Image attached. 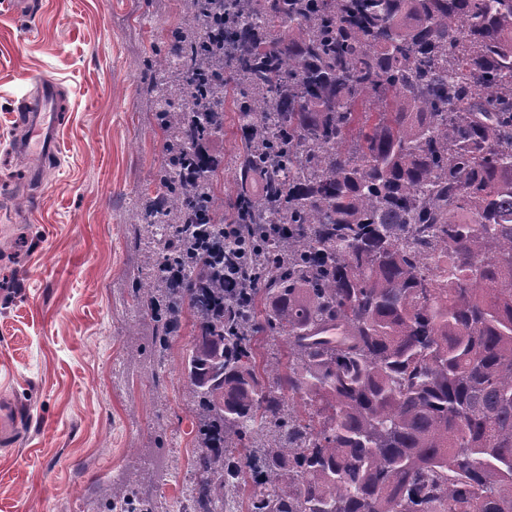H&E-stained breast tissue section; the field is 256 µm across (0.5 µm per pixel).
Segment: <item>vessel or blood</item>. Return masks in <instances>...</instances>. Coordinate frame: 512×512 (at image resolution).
Listing matches in <instances>:
<instances>
[{"label": "vessel or blood", "instance_id": "b4317fda", "mask_svg": "<svg viewBox=\"0 0 512 512\" xmlns=\"http://www.w3.org/2000/svg\"><path fill=\"white\" fill-rule=\"evenodd\" d=\"M27 86L29 91L20 112L19 123L26 129L28 138L21 141L18 148L27 154L52 155L59 128V86L38 75L28 77Z\"/></svg>", "mask_w": 512, "mask_h": 512}]
</instances>
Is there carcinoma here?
<instances>
[{
    "label": "carcinoma",
    "mask_w": 512,
    "mask_h": 512,
    "mask_svg": "<svg viewBox=\"0 0 512 512\" xmlns=\"http://www.w3.org/2000/svg\"><path fill=\"white\" fill-rule=\"evenodd\" d=\"M134 202L159 346L185 311L188 512H512V0H181ZM234 83L242 276L224 287ZM265 176L253 190V176ZM131 472L109 506L156 512ZM231 111L229 102L224 107V137L210 143L211 150L216 155L224 154V178L221 177V191L224 197V238H240L242 224H228L234 212L236 195L235 155L240 141L237 136V116ZM224 184V186H223ZM224 191V194H223Z\"/></svg>",
    "instance_id": "1"
}]
</instances>
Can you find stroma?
<instances>
[{"label":"stroma","instance_id":"obj_1","mask_svg":"<svg viewBox=\"0 0 512 512\" xmlns=\"http://www.w3.org/2000/svg\"><path fill=\"white\" fill-rule=\"evenodd\" d=\"M38 19L0 12V512H98L100 485L136 470L165 512H183L195 427L181 360L192 322L164 355L135 305L130 207L155 192L163 135L143 107V61L165 46L180 0H35ZM58 82L60 148L32 178L17 147L25 79ZM235 112L211 149L236 195Z\"/></svg>","mask_w":512,"mask_h":512}]
</instances>
